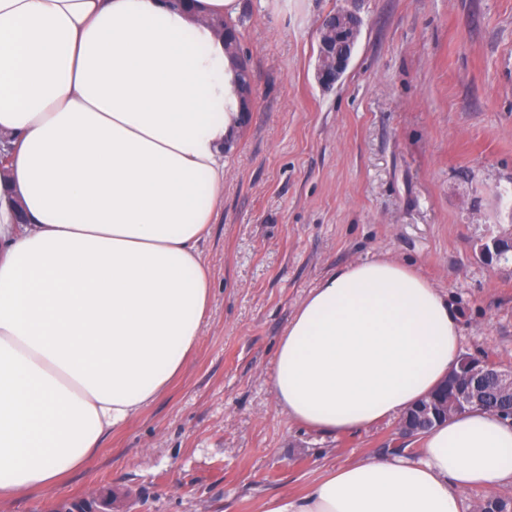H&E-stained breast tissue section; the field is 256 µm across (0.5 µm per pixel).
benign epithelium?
<instances>
[{"instance_id":"benign-epithelium-1","label":"benign epithelium","mask_w":512,"mask_h":512,"mask_svg":"<svg viewBox=\"0 0 512 512\" xmlns=\"http://www.w3.org/2000/svg\"><path fill=\"white\" fill-rule=\"evenodd\" d=\"M362 19L354 10L343 9L325 20L318 36V55L315 76L319 85L330 89L336 85L348 67L356 45L354 35L360 31ZM494 375L501 391L512 393V369L501 368L487 361L474 362L466 376L460 378L458 399L448 403L430 397L414 408L412 417L398 422V434L403 437L415 436L414 423L427 424L461 411L474 404H481L484 398L486 380Z\"/></svg>"}]
</instances>
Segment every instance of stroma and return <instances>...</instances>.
<instances>
[{
  "mask_svg": "<svg viewBox=\"0 0 512 512\" xmlns=\"http://www.w3.org/2000/svg\"><path fill=\"white\" fill-rule=\"evenodd\" d=\"M348 0H240L253 106L201 242L209 317L165 394L50 493L0 512H261L329 467L415 453L395 420L327 435L288 419L270 385L279 336L331 271L415 267L460 317L462 353L512 365V0H358L335 87L318 29Z\"/></svg>",
  "mask_w": 512,
  "mask_h": 512,
  "instance_id": "obj_1",
  "label": "stroma"
}]
</instances>
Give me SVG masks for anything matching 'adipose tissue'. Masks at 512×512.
<instances>
[{
	"instance_id": "obj_1",
	"label": "adipose tissue",
	"mask_w": 512,
	"mask_h": 512,
	"mask_svg": "<svg viewBox=\"0 0 512 512\" xmlns=\"http://www.w3.org/2000/svg\"><path fill=\"white\" fill-rule=\"evenodd\" d=\"M239 0H0V499L56 490L156 401L198 347L199 251L239 128L215 28ZM461 325L414 268L351 263L301 303L278 406L343 435L401 417L459 363ZM512 483V418L473 406L418 455L328 469L262 512H467Z\"/></svg>"
}]
</instances>
